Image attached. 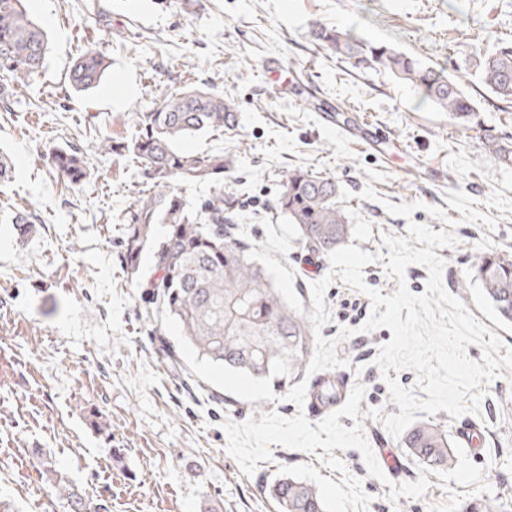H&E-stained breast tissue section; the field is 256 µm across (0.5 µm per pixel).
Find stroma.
<instances>
[{"label": "stroma", "mask_w": 512, "mask_h": 512, "mask_svg": "<svg viewBox=\"0 0 512 512\" xmlns=\"http://www.w3.org/2000/svg\"><path fill=\"white\" fill-rule=\"evenodd\" d=\"M26 6L49 44L39 74L0 109V158L11 166L0 180V512H67L49 493L37 448L107 512H276L262 488L282 467L298 464L336 482L346 472L360 478L372 498L368 512H462L484 494L512 499V370L489 385L477 413L420 414L447 431L456 456L452 469L422 473L382 421L366 415L371 408L398 413L388 379L414 389L419 376L409 368L381 372L375 360L392 333L363 331L371 302L339 281L326 291L332 320L321 333L338 339L344 373L365 390L359 410L366 439L388 450L381 469L397 462L412 478L427 476L429 487L421 497L390 501L389 486L369 476L355 449H334L345 466L340 473L320 453L275 444L270 460L244 474L226 450L224 421H246L256 406L284 418L298 408L273 379L198 359L174 323L163 322L161 335H153L137 286L153 275V258L143 255L134 280L119 248L120 221L144 177L127 158L97 148L104 138L130 140L138 113L164 90L195 85L234 98L239 134L200 133L181 147L230 156L224 189L240 197L251 218L250 243L265 241L260 220L274 218L284 175L309 169L351 192L341 203L355 226L351 243L376 256L387 251L383 236H406L409 222L443 230L426 208H445L457 221L458 243L437 254L446 260L443 285L453 291L474 253L512 254V168L497 165L484 148L491 136L512 142V111L500 110L478 82L476 54L512 40V0H200L191 13L178 0L164 9L153 0ZM318 21L455 78L479 100V125H454L393 75L338 64L310 42ZM93 47L111 58V71L99 87L74 91L72 61ZM268 66L280 69V80L266 78ZM316 98L372 122L387 145L377 151L343 137L314 109ZM242 139L247 149H239ZM68 146L79 148L90 168L78 185L50 165L52 150ZM368 183L378 200L361 199ZM452 190L473 199L494 227L462 221L446 202ZM388 202L420 208L407 219L389 215ZM22 210L37 222L21 240L11 218ZM344 328L352 334L342 340ZM470 421L483 434L477 453L458 438Z\"/></svg>", "instance_id": "35a3bbf8"}]
</instances>
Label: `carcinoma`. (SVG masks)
Returning <instances> with one entry per match:
<instances>
[{"label": "carcinoma", "instance_id": "carcinoma-1", "mask_svg": "<svg viewBox=\"0 0 512 512\" xmlns=\"http://www.w3.org/2000/svg\"><path fill=\"white\" fill-rule=\"evenodd\" d=\"M312 43L356 70H384L413 86L457 125L473 123L479 106L452 77L437 74L418 58L391 46L358 38L348 30L325 24L311 31ZM47 34L32 18L26 0H0V71L14 83H26L43 66ZM109 57L89 49L69 72L77 92L99 86L110 69ZM479 82L500 103L512 107V42L501 41L481 53ZM134 138L123 145L101 143L106 154L122 152L143 170L150 191L139 196L123 219L121 258L124 271L139 273L142 256H153L155 273L144 287L151 289L158 313L176 321L183 341L200 358L256 379L277 376L281 389L302 375L314 346L311 323L290 309L276 292L265 268L248 257L254 246L236 233L240 203L224 192V151L187 153L178 148L185 137L201 132L239 131L238 105L198 88L164 95L148 112L137 113ZM64 180L78 184L89 176L82 152L71 147L51 156ZM208 183L207 196L187 199L171 190L172 183ZM336 180L294 168L284 176L276 210L299 230L297 258L320 268L329 253L344 246L354 225L348 223L336 198ZM166 226L157 239L154 226ZM478 283L498 319L512 325V256L482 253L472 257L469 275L455 282L465 289ZM336 374L329 372L315 388L325 403L336 400ZM414 460L429 468H450L454 461L448 434L422 422L400 441ZM51 494L69 512H102L55 467L50 455L35 449ZM278 512H323L318 489L284 475L272 485ZM464 512H507L498 496L483 495Z\"/></svg>", "mask_w": 512, "mask_h": 512}]
</instances>
